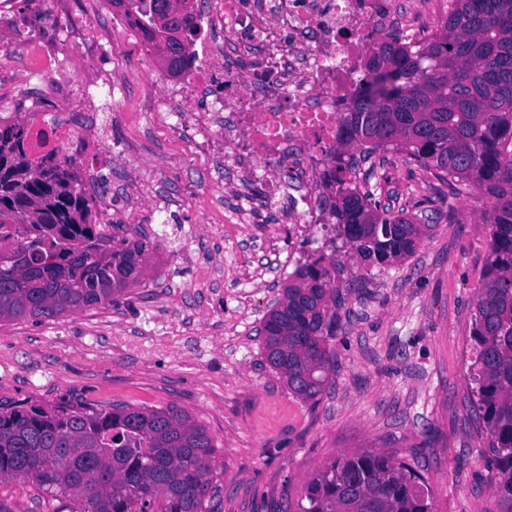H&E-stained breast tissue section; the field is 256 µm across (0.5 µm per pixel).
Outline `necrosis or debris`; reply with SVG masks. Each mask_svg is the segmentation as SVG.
Masks as SVG:
<instances>
[{
	"label": "necrosis or debris",
	"mask_w": 512,
	"mask_h": 512,
	"mask_svg": "<svg viewBox=\"0 0 512 512\" xmlns=\"http://www.w3.org/2000/svg\"><path fill=\"white\" fill-rule=\"evenodd\" d=\"M216 14L224 20L223 46L201 43L193 64L174 76L154 64L165 97L184 107L199 153L258 173L283 221L329 228L326 201L335 187L331 156L340 115L356 91L358 63L371 39L392 28V13L375 10L372 0H216ZM3 28L11 29L23 58L39 54L31 74L47 92H63L70 83L90 97L99 87H115L106 75L71 73L51 13L20 18L14 0H0ZM218 73L223 98L208 111H187ZM289 167L304 188L295 204L281 177Z\"/></svg>",
	"instance_id": "necrosis-or-debris-1"
}]
</instances>
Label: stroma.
Instances as JSON below:
<instances>
[{
	"mask_svg": "<svg viewBox=\"0 0 512 512\" xmlns=\"http://www.w3.org/2000/svg\"><path fill=\"white\" fill-rule=\"evenodd\" d=\"M395 9L394 29L412 17L442 24L448 0H378ZM86 0H69L61 17L65 50L76 67L113 74L121 83L100 106L102 147L94 197L99 220L156 237L143 288L120 305L66 313L39 322L0 323V405H52L82 398L104 405L177 404L203 423L221 455L218 489L208 512H278L283 496L337 453L371 448L395 455L434 491V512H497L488 482L486 432L471 404L469 373L473 298L481 283L488 228L478 195L438 200L448 192L434 170L405 152L385 150L383 194L433 233L415 254L378 268L300 236L278 221L276 206L253 196L257 175L241 187L252 221L237 223L224 188L223 164L196 153L178 135L151 82L143 44L133 35L83 51L75 34ZM40 95L25 68L0 75V113L33 124L85 112ZM148 182L154 220L129 217L131 186ZM191 260H183L182 252ZM332 263L344 301L330 347L336 373L317 403L291 395L263 359L262 320L282 283L311 254ZM13 512H71L28 479L0 482Z\"/></svg>",
	"mask_w": 512,
	"mask_h": 512,
	"instance_id": "1",
	"label": "stroma"
}]
</instances>
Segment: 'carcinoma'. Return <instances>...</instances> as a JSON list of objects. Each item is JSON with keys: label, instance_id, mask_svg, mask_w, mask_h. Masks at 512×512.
Here are the masks:
<instances>
[{"label": "carcinoma", "instance_id": "obj_1", "mask_svg": "<svg viewBox=\"0 0 512 512\" xmlns=\"http://www.w3.org/2000/svg\"><path fill=\"white\" fill-rule=\"evenodd\" d=\"M167 0H111L151 30L150 47L172 72L192 64L184 33L194 9L169 16ZM340 117L336 238L372 265L412 256L433 230L375 199L384 161L396 146L460 197L475 188L489 229L483 283L474 300L471 407L492 457L499 512H512V0H448L441 32L412 48L387 33L363 63ZM29 129L0 125V225L18 224L26 243L0 253V322L54 318L112 305L144 285L156 243L146 235L80 245L91 224L80 174L56 151L37 160L23 149ZM325 257L288 275L263 320V354L288 391L307 402L333 371L339 292ZM217 445L176 404L164 407L66 400L0 405V481L27 478L51 498L74 496L76 512H205L215 492ZM297 512H433L431 491L393 456L343 453L308 479Z\"/></svg>", "mask_w": 512, "mask_h": 512}]
</instances>
